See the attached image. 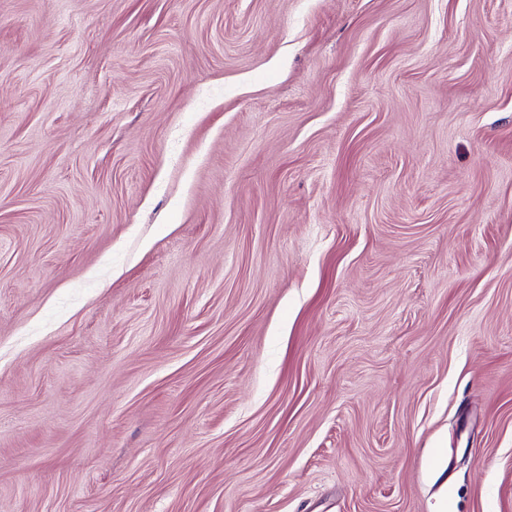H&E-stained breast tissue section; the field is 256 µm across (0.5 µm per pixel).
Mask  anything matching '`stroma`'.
<instances>
[{
  "label": "stroma",
  "mask_w": 512,
  "mask_h": 512,
  "mask_svg": "<svg viewBox=\"0 0 512 512\" xmlns=\"http://www.w3.org/2000/svg\"><path fill=\"white\" fill-rule=\"evenodd\" d=\"M0 512H512V0H0Z\"/></svg>",
  "instance_id": "obj_1"
}]
</instances>
